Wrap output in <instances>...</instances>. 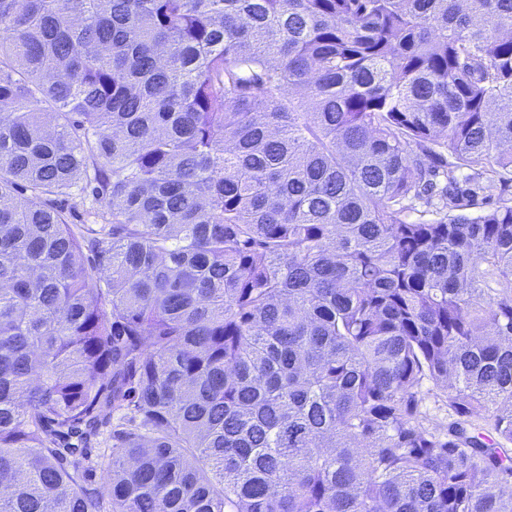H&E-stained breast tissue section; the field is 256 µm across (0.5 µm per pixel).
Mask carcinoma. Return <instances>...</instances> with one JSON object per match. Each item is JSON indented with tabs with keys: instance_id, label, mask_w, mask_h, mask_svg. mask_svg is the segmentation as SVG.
<instances>
[{
	"instance_id": "1",
	"label": "carcinoma",
	"mask_w": 512,
	"mask_h": 512,
	"mask_svg": "<svg viewBox=\"0 0 512 512\" xmlns=\"http://www.w3.org/2000/svg\"><path fill=\"white\" fill-rule=\"evenodd\" d=\"M511 186L512 0H0V512H512ZM81 186V185H80ZM78 188H73L71 195L59 197L57 205L69 215V221L72 224H90L92 218L90 217V211L92 208L101 209V205L93 201L89 191L82 193ZM92 454L93 457L98 455V466L90 480L100 492L106 494L107 476L112 469V456L110 455V450L107 448H93Z\"/></svg>"
}]
</instances>
